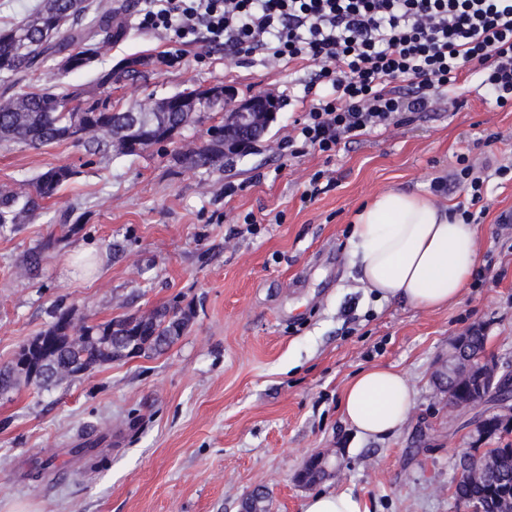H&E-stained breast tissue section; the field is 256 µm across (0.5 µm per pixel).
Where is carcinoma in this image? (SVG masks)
Returning <instances> with one entry per match:
<instances>
[{
  "label": "carcinoma",
  "mask_w": 512,
  "mask_h": 512,
  "mask_svg": "<svg viewBox=\"0 0 512 512\" xmlns=\"http://www.w3.org/2000/svg\"><path fill=\"white\" fill-rule=\"evenodd\" d=\"M126 26L113 16L112 5L91 0H40L21 21L0 30V144L46 146L66 140L80 142L97 152L140 157L151 147L172 143L182 131L203 123L198 86L182 95L178 106L168 98L148 95L144 103L122 112H103L84 93L68 86L35 87L26 77L49 58L59 59L64 72L93 70L100 87L123 76L142 77L147 63L124 59L115 67L100 69L106 45L121 40ZM73 103L62 111V104ZM207 139L194 148L173 154L179 166L195 170L224 167L231 155L224 152V121L206 130ZM75 171L67 166L42 172L30 189L0 186V226L24 224L52 198ZM192 310L162 306L140 315H123L96 325H82L83 338L72 337L75 324L61 312L52 325L24 345L14 359L0 367V390L20 386L37 388L60 385L97 366L132 357H158L183 335ZM448 395L457 405H473L478 396L474 382L460 376L448 381ZM489 435L512 434V419L498 414L486 417ZM470 461L452 486L455 501L478 503L484 512H512V444L482 448L472 444ZM328 462L314 459L304 473L308 481L329 475ZM244 512H268L262 491L252 492Z\"/></svg>",
  "instance_id": "obj_1"
}]
</instances>
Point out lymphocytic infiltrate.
<instances>
[{
    "label": "lymphocytic infiltrate",
    "instance_id": "f902f5d3",
    "mask_svg": "<svg viewBox=\"0 0 512 512\" xmlns=\"http://www.w3.org/2000/svg\"><path fill=\"white\" fill-rule=\"evenodd\" d=\"M137 18L184 56L221 46L273 69L316 67L289 148L328 155L434 100L456 105L464 61L497 106L512 102V0H139Z\"/></svg>",
    "mask_w": 512,
    "mask_h": 512
}]
</instances>
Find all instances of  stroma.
<instances>
[{"label":"stroma","mask_w":512,"mask_h":512,"mask_svg":"<svg viewBox=\"0 0 512 512\" xmlns=\"http://www.w3.org/2000/svg\"><path fill=\"white\" fill-rule=\"evenodd\" d=\"M161 49L133 26L101 65L152 57L142 79L100 89L88 72L62 74L51 60L31 81L83 89L115 110L216 84L241 99L274 94L282 107L254 149L220 169L179 168L168 146L117 157L70 140L0 144V185L28 187L57 165L74 171L35 219L0 228V366L61 312L92 325L162 305L193 310L162 356L0 398V512H240L257 489L269 512H304L319 491L352 493L369 512H465L452 482L472 417L449 411L434 375L449 341L477 324L487 329L488 355L512 369V229L495 222L512 209V180L496 173L512 163V108L479 90L465 64L456 108L435 104L332 156H294L275 145L299 117L315 68L274 71L220 48L167 65ZM461 155L485 180L483 277L437 310L377 299L349 261L355 211L389 188L470 207L457 184L439 196L431 188ZM318 171L332 184L303 202ZM71 203L75 231L28 269L25 255L58 233L55 218ZM249 213L258 221L252 234L243 231ZM276 213L280 222H268ZM86 247L94 258L82 257ZM372 366L401 371L414 392L406 423L381 438L357 435L339 407L351 378ZM316 456L330 459L335 475L308 485L301 474Z\"/></svg>","instance_id":"35a3bbf8"}]
</instances>
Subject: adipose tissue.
<instances>
[{"mask_svg": "<svg viewBox=\"0 0 512 512\" xmlns=\"http://www.w3.org/2000/svg\"><path fill=\"white\" fill-rule=\"evenodd\" d=\"M349 256L364 287L384 300L422 308L456 301L477 264V227L450 217L430 200L396 189L384 191L357 213ZM413 403L407 378L372 367L345 390L340 409L362 437L397 431Z\"/></svg>", "mask_w": 512, "mask_h": 512, "instance_id": "1", "label": "adipose tissue"}]
</instances>
